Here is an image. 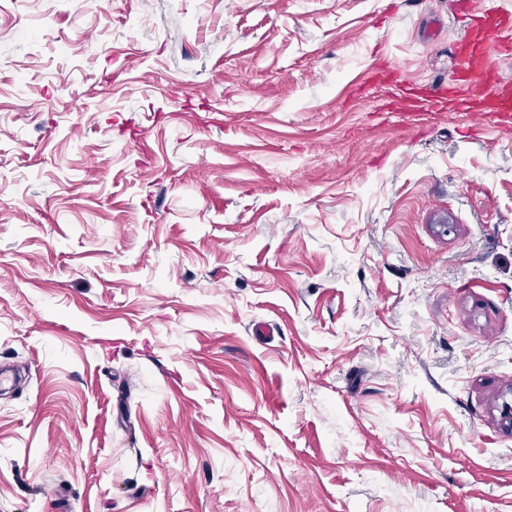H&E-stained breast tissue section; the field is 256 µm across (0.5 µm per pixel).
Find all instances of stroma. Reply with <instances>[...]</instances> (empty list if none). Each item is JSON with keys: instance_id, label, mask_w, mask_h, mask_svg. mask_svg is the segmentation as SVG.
<instances>
[{"instance_id": "1", "label": "stroma", "mask_w": 512, "mask_h": 512, "mask_svg": "<svg viewBox=\"0 0 512 512\" xmlns=\"http://www.w3.org/2000/svg\"><path fill=\"white\" fill-rule=\"evenodd\" d=\"M464 34L448 0L6 5L0 512H512V122L345 94L452 84Z\"/></svg>"}]
</instances>
